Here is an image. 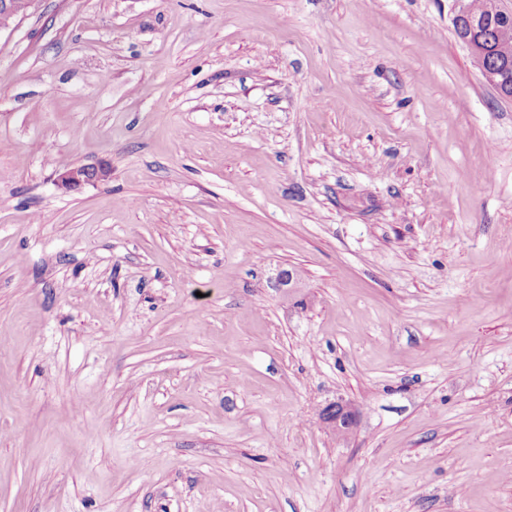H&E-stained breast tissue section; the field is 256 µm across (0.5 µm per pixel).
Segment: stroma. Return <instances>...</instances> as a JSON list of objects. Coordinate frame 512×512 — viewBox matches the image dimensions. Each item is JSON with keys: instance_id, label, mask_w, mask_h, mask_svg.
Returning a JSON list of instances; mask_svg holds the SVG:
<instances>
[{"instance_id": "stroma-1", "label": "stroma", "mask_w": 512, "mask_h": 512, "mask_svg": "<svg viewBox=\"0 0 512 512\" xmlns=\"http://www.w3.org/2000/svg\"><path fill=\"white\" fill-rule=\"evenodd\" d=\"M458 8L0 32V512H512V98ZM110 169L104 164L95 166H75L66 169L58 177V183L66 190H78L85 185L97 184L106 180ZM324 418L337 434H346L355 424L356 412L349 404L337 402L325 409Z\"/></svg>"}]
</instances>
